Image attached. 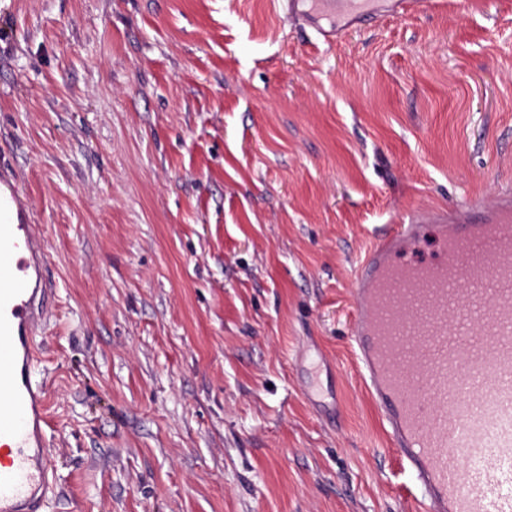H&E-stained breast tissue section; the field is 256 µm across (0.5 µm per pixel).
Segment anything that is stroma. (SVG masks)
I'll return each instance as SVG.
<instances>
[{
  "label": "stroma",
  "mask_w": 512,
  "mask_h": 512,
  "mask_svg": "<svg viewBox=\"0 0 512 512\" xmlns=\"http://www.w3.org/2000/svg\"><path fill=\"white\" fill-rule=\"evenodd\" d=\"M0 168L50 250L43 512H411L354 268L512 189V0L321 42L281 0H0Z\"/></svg>",
  "instance_id": "stroma-1"
}]
</instances>
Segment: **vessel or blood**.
<instances>
[{
    "label": "vessel or blood",
    "mask_w": 512,
    "mask_h": 512,
    "mask_svg": "<svg viewBox=\"0 0 512 512\" xmlns=\"http://www.w3.org/2000/svg\"><path fill=\"white\" fill-rule=\"evenodd\" d=\"M324 41L442 0H283ZM435 240V261L418 260ZM49 248L0 172V512H43L53 481L35 332ZM351 342L415 512H512V196L404 214L352 277Z\"/></svg>",
    "instance_id": "1"
}]
</instances>
